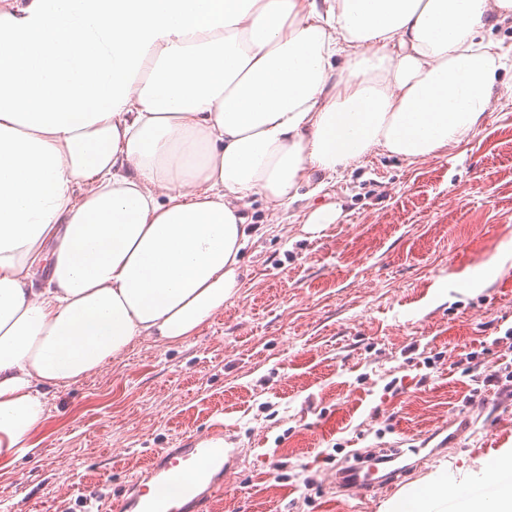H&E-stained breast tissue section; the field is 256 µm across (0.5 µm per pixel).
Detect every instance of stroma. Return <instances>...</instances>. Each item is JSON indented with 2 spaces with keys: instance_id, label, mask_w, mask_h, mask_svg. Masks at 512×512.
<instances>
[{
  "instance_id": "1",
  "label": "stroma",
  "mask_w": 512,
  "mask_h": 512,
  "mask_svg": "<svg viewBox=\"0 0 512 512\" xmlns=\"http://www.w3.org/2000/svg\"><path fill=\"white\" fill-rule=\"evenodd\" d=\"M489 112L438 156L374 153L326 194L252 197L238 297L185 342L139 341L49 393L36 453L0 470V512H101L151 452L217 423V512H385L336 486L358 449L440 448L399 495L437 471L485 481L512 448V399L471 393L512 352V90ZM329 201L337 222L305 231Z\"/></svg>"
}]
</instances>
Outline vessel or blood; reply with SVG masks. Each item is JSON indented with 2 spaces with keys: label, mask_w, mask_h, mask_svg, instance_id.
Returning <instances> with one entry per match:
<instances>
[{
  "label": "vessel or blood",
  "mask_w": 512,
  "mask_h": 512,
  "mask_svg": "<svg viewBox=\"0 0 512 512\" xmlns=\"http://www.w3.org/2000/svg\"><path fill=\"white\" fill-rule=\"evenodd\" d=\"M223 434V426L217 425L187 438L184 447L157 452L131 485L130 497L111 503L110 512H213L224 490V451L216 446ZM405 473L400 467L377 478L358 464L338 471L336 481L346 490L372 495L393 486Z\"/></svg>",
  "instance_id": "1"
}]
</instances>
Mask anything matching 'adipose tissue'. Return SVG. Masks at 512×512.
Instances as JSON below:
<instances>
[{
  "mask_svg": "<svg viewBox=\"0 0 512 512\" xmlns=\"http://www.w3.org/2000/svg\"><path fill=\"white\" fill-rule=\"evenodd\" d=\"M512 0H0V464L46 394L238 294L248 198L479 134ZM459 512H512V448Z\"/></svg>",
  "mask_w": 512,
  "mask_h": 512,
  "instance_id": "obj_1",
  "label": "adipose tissue"
}]
</instances>
